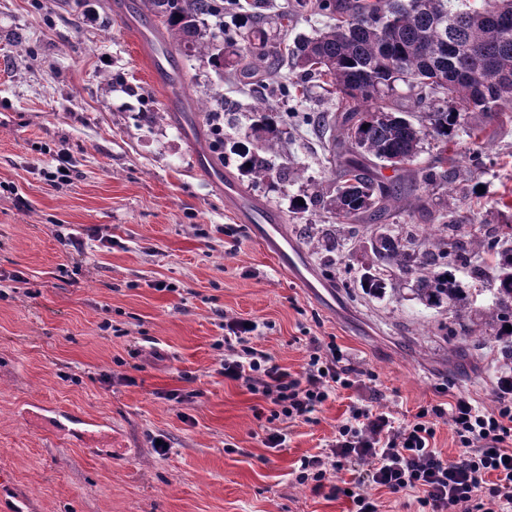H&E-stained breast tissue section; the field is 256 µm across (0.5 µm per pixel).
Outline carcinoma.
I'll return each mask as SVG.
<instances>
[{
    "label": "carcinoma",
    "mask_w": 512,
    "mask_h": 512,
    "mask_svg": "<svg viewBox=\"0 0 512 512\" xmlns=\"http://www.w3.org/2000/svg\"><path fill=\"white\" fill-rule=\"evenodd\" d=\"M156 18L164 39L194 50L219 72L249 79L262 71L272 91L290 100L308 94L307 84L327 87L338 99L337 112H282L264 100L254 106L247 142L233 148L237 168L258 184L285 183L302 174L278 165L282 135L289 126H311L326 142L327 162L339 171L329 196L316 189L297 210L321 206L334 214L347 239L408 202L410 214L428 201L414 194L416 183H448V162L459 161V131L481 139L484 125L501 117L500 104L512 101V0H294L291 9L265 13L263 0H141ZM325 14L332 23L314 37H301L293 49L270 38L274 26L288 32L298 17ZM238 21L232 28L225 15ZM422 109L418 119L404 115L396 84ZM431 137L442 145L434 163L406 168ZM403 167L390 180L371 172L373 161ZM378 272L413 278L414 298L427 309H445L463 328L464 340L483 346L512 327V246L499 228L484 220L468 232L456 210L440 211L434 223L385 230L371 243ZM487 282L491 295L484 317L472 318L464 279ZM363 291L375 298L386 284L364 274Z\"/></svg>",
    "instance_id": "carcinoma-1"
}]
</instances>
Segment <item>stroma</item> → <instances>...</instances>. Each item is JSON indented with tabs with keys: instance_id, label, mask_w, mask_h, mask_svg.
<instances>
[{
	"instance_id": "35a3bbf8",
	"label": "stroma",
	"mask_w": 512,
	"mask_h": 512,
	"mask_svg": "<svg viewBox=\"0 0 512 512\" xmlns=\"http://www.w3.org/2000/svg\"><path fill=\"white\" fill-rule=\"evenodd\" d=\"M140 0H0V512H350L347 498L298 485L301 458L333 439L350 403L409 420L456 393L491 406L504 369L501 343L476 350L438 325L402 288L376 299L357 283L370 227L336 252L337 282L309 293L200 171L224 168L249 197L283 219V239L318 260L299 236L336 226L293 202L332 175L323 142L288 129V185L254 187L233 156L205 136L199 99L238 103L221 117L239 142L255 86L220 80L207 60L173 49L183 94L155 81L125 27ZM487 126L485 165L461 162L455 193L420 185L433 208L496 220L512 201V103ZM69 156L72 181L44 169ZM96 228L111 248L76 253L69 235ZM254 321L262 349L293 371L311 338L335 340L376 377L328 400L312 422L264 447V398L220 373L224 317ZM104 434L82 440L87 421ZM164 437L167 456L152 442Z\"/></svg>"
}]
</instances>
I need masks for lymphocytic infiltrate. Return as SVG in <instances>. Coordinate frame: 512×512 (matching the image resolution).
<instances>
[{"label":"lymphocytic infiltrate","mask_w":512,"mask_h":512,"mask_svg":"<svg viewBox=\"0 0 512 512\" xmlns=\"http://www.w3.org/2000/svg\"><path fill=\"white\" fill-rule=\"evenodd\" d=\"M224 329L220 372L262 393L266 405L254 415L269 425L263 439L268 448L285 447L288 425L310 422L340 390L372 375L351 364L336 342L316 339L294 373L259 348L255 322L229 319ZM497 387L494 408L456 394L449 408L424 407L402 423L385 407L350 406L334 438L302 459L295 480L315 494L326 488L335 495L349 492L353 512H378L366 492L370 486L414 495L417 512H512V368L502 372ZM441 417L459 446L448 460L432 446ZM343 470L352 475L350 489L329 485L330 473Z\"/></svg>","instance_id":"f902f5d3"}]
</instances>
